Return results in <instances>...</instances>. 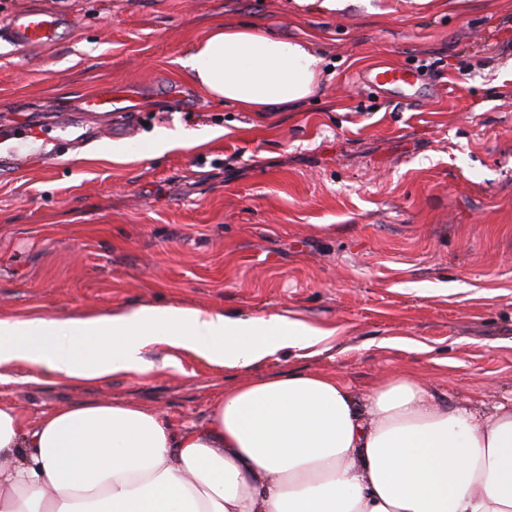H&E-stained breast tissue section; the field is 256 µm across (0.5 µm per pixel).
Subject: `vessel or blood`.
<instances>
[{"mask_svg":"<svg viewBox=\"0 0 512 512\" xmlns=\"http://www.w3.org/2000/svg\"><path fill=\"white\" fill-rule=\"evenodd\" d=\"M67 24V18L55 11L46 8L25 9L14 13L5 24L0 25V40L25 49L48 47L56 42L60 29ZM415 78L412 68L401 66L364 73L360 80L380 86L411 87L415 84Z\"/></svg>","mask_w":512,"mask_h":512,"instance_id":"obj_1","label":"vessel or blood"}]
</instances>
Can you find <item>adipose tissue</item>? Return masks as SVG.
<instances>
[{"mask_svg": "<svg viewBox=\"0 0 512 512\" xmlns=\"http://www.w3.org/2000/svg\"><path fill=\"white\" fill-rule=\"evenodd\" d=\"M181 65L244 112L296 107L319 90L313 37L217 19ZM270 313L181 306L0 318V370L23 361L90 381L140 370L156 344L248 369L320 342ZM0 512H512V407L436 404L404 369L354 397L337 375L288 373L226 389L203 425L123 403L44 411L0 404Z\"/></svg>", "mask_w": 512, "mask_h": 512, "instance_id": "obj_1", "label": "adipose tissue"}]
</instances>
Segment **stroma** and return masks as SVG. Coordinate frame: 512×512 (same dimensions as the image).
<instances>
[{
    "label": "stroma",
    "instance_id": "obj_1",
    "mask_svg": "<svg viewBox=\"0 0 512 512\" xmlns=\"http://www.w3.org/2000/svg\"><path fill=\"white\" fill-rule=\"evenodd\" d=\"M34 6L75 24L37 52L0 44V135L33 132L0 160V317L176 305L332 335L249 370L166 345L92 382L18 363L1 404L203 424L241 382L331 373L362 397L412 366L449 407L512 405V0H0V22ZM217 18L319 35L325 85L261 115L211 100L180 61ZM406 65L418 97L359 82ZM113 88L128 113L86 111ZM159 129L182 145L109 160Z\"/></svg>",
    "mask_w": 512,
    "mask_h": 512
}]
</instances>
